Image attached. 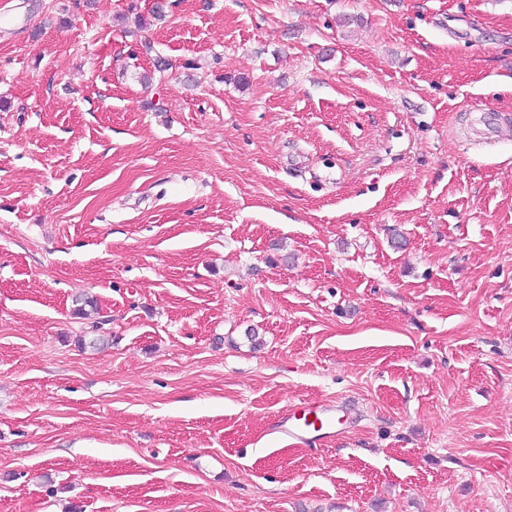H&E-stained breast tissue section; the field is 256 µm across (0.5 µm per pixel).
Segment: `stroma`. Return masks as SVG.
<instances>
[{
    "instance_id": "obj_1",
    "label": "stroma",
    "mask_w": 512,
    "mask_h": 512,
    "mask_svg": "<svg viewBox=\"0 0 512 512\" xmlns=\"http://www.w3.org/2000/svg\"><path fill=\"white\" fill-rule=\"evenodd\" d=\"M0 512H512V0H0ZM273 427L277 436L308 446L333 440L344 430V420L338 416L334 405L305 402L301 407L289 408L276 416Z\"/></svg>"
}]
</instances>
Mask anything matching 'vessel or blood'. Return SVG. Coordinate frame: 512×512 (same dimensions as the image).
I'll use <instances>...</instances> for the list:
<instances>
[{"label": "vessel or blood", "instance_id": "b4317fda", "mask_svg": "<svg viewBox=\"0 0 512 512\" xmlns=\"http://www.w3.org/2000/svg\"><path fill=\"white\" fill-rule=\"evenodd\" d=\"M343 429L336 406L317 402L288 409L274 419L275 434L307 446L333 440Z\"/></svg>", "mask_w": 512, "mask_h": 512}]
</instances>
